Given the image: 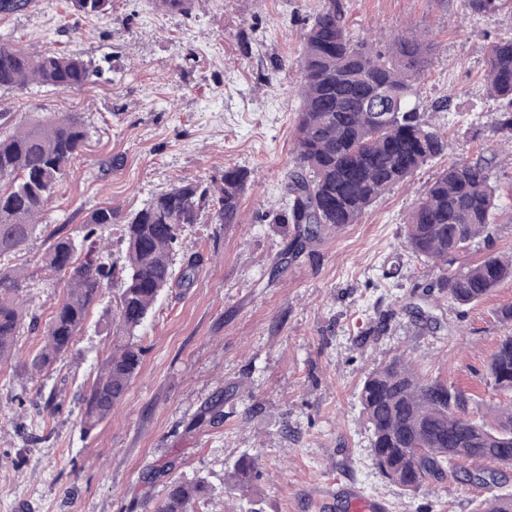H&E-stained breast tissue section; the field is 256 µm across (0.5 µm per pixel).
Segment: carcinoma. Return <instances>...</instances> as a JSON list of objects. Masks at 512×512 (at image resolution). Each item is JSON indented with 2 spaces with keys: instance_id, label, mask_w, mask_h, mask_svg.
<instances>
[{
  "instance_id": "obj_1",
  "label": "carcinoma",
  "mask_w": 512,
  "mask_h": 512,
  "mask_svg": "<svg viewBox=\"0 0 512 512\" xmlns=\"http://www.w3.org/2000/svg\"><path fill=\"white\" fill-rule=\"evenodd\" d=\"M74 11L104 17L112 0H69ZM476 13L492 15L505 0H463ZM303 56L297 88L295 170L288 176L284 212L275 224L293 225L289 254L304 250L332 227L354 224L380 196L406 182L447 148L445 136L423 111L421 77L435 53L411 28L376 42L357 40L347 28L337 0H324L301 33ZM484 78L497 104L492 137L512 142V37H494L483 46ZM96 74L74 54L27 51L0 44V89L22 90L32 83L59 90L84 86ZM87 136L80 115L14 122L0 113V260L25 247L45 222L56 188ZM249 174L226 168L211 185L185 181L124 215L104 203L83 229L55 231L43 267L63 281V299L51 313L43 341L26 364L34 377L73 346L90 309L115 288L114 321L124 339L101 361L86 400L82 423L88 430L112 413L142 363L133 342L160 293L191 280L195 264L173 267L183 228L202 214L215 224H236ZM490 160L461 159L448 165L409 213L405 250L441 265L489 233L501 216ZM124 225L122 262L112 260L101 229ZM30 275L16 266L0 267V364L10 361L16 336L37 328L22 300ZM512 279V255H489L461 271H448L435 287L455 303L480 302L502 281ZM496 390L512 395V335L503 337L489 362ZM359 401L371 432L372 463L392 483L415 492L461 468L464 480L498 483L512 469V401L493 409V423L466 415L469 397L425 378L403 352L365 376ZM254 460L242 457L232 477L250 480ZM203 479L174 483L158 512H192L207 494ZM474 512H512V492L476 504Z\"/></svg>"
}]
</instances>
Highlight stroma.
<instances>
[{"mask_svg": "<svg viewBox=\"0 0 512 512\" xmlns=\"http://www.w3.org/2000/svg\"><path fill=\"white\" fill-rule=\"evenodd\" d=\"M322 2L195 0L172 13L157 0H112L97 18L72 13L67 0H31L20 14H0V43L75 53L98 70L76 90H0V112L17 122L77 113L87 130L45 224L8 259L29 273L26 298L41 322L63 297L62 281L40 270L58 227L80 231L105 201L131 213L184 180L210 183L228 167L250 173L239 223L205 215L185 227L173 259L195 260L197 275L161 294L134 337L141 367L96 428L84 429L82 405L111 342V297L40 377L18 366L41 332L17 336L13 361L0 366V512H157L173 482L198 478L209 493L194 512H343L336 488L345 484L388 512H472L512 490L510 470L499 485L455 472L404 491L373 465L358 399L366 373L399 350L429 379L464 391L474 419L498 398L487 365L512 334L495 314L512 304V280L472 305L439 296L438 322L427 323L403 304L438 271L403 241L414 204L462 157H498L499 204L512 210V146L489 137L496 105L481 52L488 36L512 34V5L487 16L462 0H339L357 37L410 27L436 43L420 99L441 103L432 121L448 148L275 277L292 232L272 216L294 166L300 31ZM509 252L503 217L455 266ZM245 456L255 470L240 485L229 475Z\"/></svg>", "mask_w": 512, "mask_h": 512, "instance_id": "obj_1", "label": "stroma"}]
</instances>
